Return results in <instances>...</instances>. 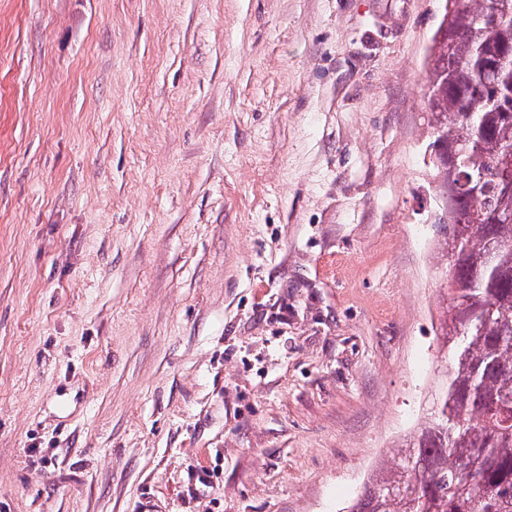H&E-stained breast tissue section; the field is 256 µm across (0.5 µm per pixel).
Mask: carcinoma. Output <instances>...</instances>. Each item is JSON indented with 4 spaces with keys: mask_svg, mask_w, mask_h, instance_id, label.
I'll use <instances>...</instances> for the list:
<instances>
[{
    "mask_svg": "<svg viewBox=\"0 0 512 512\" xmlns=\"http://www.w3.org/2000/svg\"><path fill=\"white\" fill-rule=\"evenodd\" d=\"M445 0L430 38L428 110L436 131L435 179L456 193L449 240L443 347L451 356L437 407L399 448L400 461L370 475L349 512H512V0Z\"/></svg>",
    "mask_w": 512,
    "mask_h": 512,
    "instance_id": "1",
    "label": "carcinoma"
}]
</instances>
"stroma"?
Listing matches in <instances>:
<instances>
[{"mask_svg":"<svg viewBox=\"0 0 512 512\" xmlns=\"http://www.w3.org/2000/svg\"><path fill=\"white\" fill-rule=\"evenodd\" d=\"M443 0H0V512H345L448 361Z\"/></svg>","mask_w":512,"mask_h":512,"instance_id":"1","label":"stroma"}]
</instances>
